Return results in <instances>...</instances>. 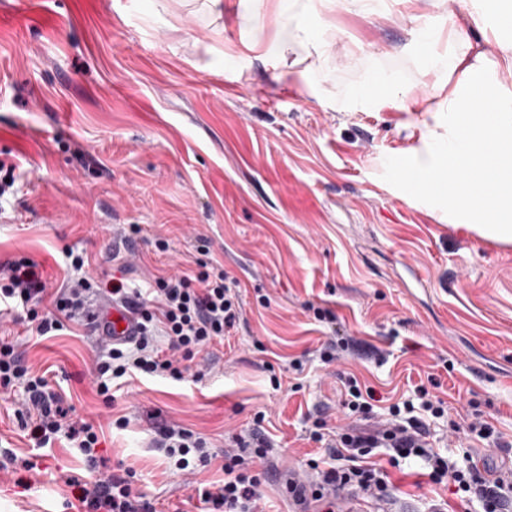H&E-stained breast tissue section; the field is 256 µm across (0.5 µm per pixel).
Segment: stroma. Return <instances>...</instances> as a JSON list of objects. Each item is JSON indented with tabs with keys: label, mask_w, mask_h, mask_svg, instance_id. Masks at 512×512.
<instances>
[{
	"label": "stroma",
	"mask_w": 512,
	"mask_h": 512,
	"mask_svg": "<svg viewBox=\"0 0 512 512\" xmlns=\"http://www.w3.org/2000/svg\"><path fill=\"white\" fill-rule=\"evenodd\" d=\"M458 6L335 0L312 18L317 50L283 34L273 0H0V159L18 175L0 198V260L42 263L53 291L78 273L71 251L88 257L83 275L131 288L203 257L239 282L231 336L183 379L113 380L108 405L85 321L43 340L0 320L157 512L200 510L195 481L155 446L159 424L220 455L250 441L260 414L276 470L264 501L293 512L280 475L307 474L315 410L344 425V374L386 400L435 376L452 412L476 401L512 440V243L450 222L446 196L411 198L397 179L448 138V74L418 25L443 26ZM375 73L417 94L416 109L384 92L346 102ZM118 224L140 226L131 247L116 248ZM317 308L379 357L323 363ZM22 394L0 399V512H79L69 481L97 474L67 442L34 447L14 417ZM9 451L35 469L8 467Z\"/></svg>",
	"instance_id": "obj_1"
}]
</instances>
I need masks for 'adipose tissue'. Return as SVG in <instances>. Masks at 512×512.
Here are the masks:
<instances>
[{
  "instance_id": "obj_1",
  "label": "adipose tissue",
  "mask_w": 512,
  "mask_h": 512,
  "mask_svg": "<svg viewBox=\"0 0 512 512\" xmlns=\"http://www.w3.org/2000/svg\"><path fill=\"white\" fill-rule=\"evenodd\" d=\"M495 17L512 28V0H469L463 13L450 15L447 33L430 25L418 30L432 67L461 73L463 80L448 91V139L420 172L402 168V178L421 191H446L453 221L481 237L512 242V88L500 72L512 74V46L499 61L484 54L436 52L441 37L456 41L458 29Z\"/></svg>"
}]
</instances>
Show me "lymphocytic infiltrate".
I'll list each match as a JSON object with an SVG mask.
<instances>
[{
    "mask_svg": "<svg viewBox=\"0 0 512 512\" xmlns=\"http://www.w3.org/2000/svg\"><path fill=\"white\" fill-rule=\"evenodd\" d=\"M237 285L223 264L200 261L175 273L155 275L150 288L143 291L119 280L107 287L81 274L52 293L38 263L20 257L0 261V317L30 323L31 334L44 337L88 315L93 292L104 302L136 311L141 317L139 336L128 346H108L106 360L95 367L96 392L107 403L112 399L110 383L117 378L182 379L190 361L239 325L243 309ZM159 334L166 336V348L155 345ZM342 383L348 424L332 427L323 416H316L310 438L321 445L323 455L307 461L316 477L307 481L292 473L285 481L297 512H337L343 495L353 491L378 503L390 501L396 490L390 468L416 460L424 463L430 483L447 484L453 496L447 508L434 505L430 512H508L512 469H491L467 450L445 456L434 451L428 420L441 418L445 412L442 400L429 391L436 378L417 386L414 398L391 403L381 420L375 417L372 388L351 374ZM17 385L22 386L24 398L14 416L37 447H47L62 436L89 463L98 461L99 437L93 423L72 418L61 394L25 362L19 342L1 339L0 389ZM252 439V458L225 450L223 480L199 483L198 498L206 512H266L261 487L271 473L266 464L270 441L259 427L254 428ZM156 446L185 475L202 473L214 459L200 436L177 423L159 427ZM380 448L387 451V464L374 459ZM76 488L83 512H156L129 469L77 483Z\"/></svg>",
    "mask_w": 512,
    "mask_h": 512,
    "instance_id": "1",
    "label": "lymphocytic infiltrate"
}]
</instances>
